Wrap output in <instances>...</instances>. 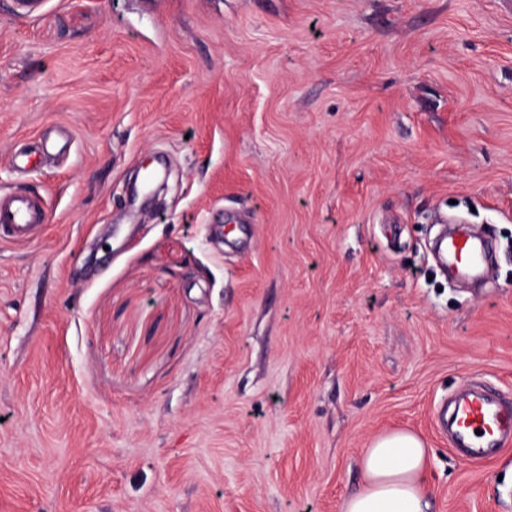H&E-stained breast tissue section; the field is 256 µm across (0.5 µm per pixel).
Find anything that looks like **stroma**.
Wrapping results in <instances>:
<instances>
[{
    "instance_id": "obj_1",
    "label": "stroma",
    "mask_w": 512,
    "mask_h": 512,
    "mask_svg": "<svg viewBox=\"0 0 512 512\" xmlns=\"http://www.w3.org/2000/svg\"><path fill=\"white\" fill-rule=\"evenodd\" d=\"M0 192L50 214L0 244V512H341L394 428L431 512H512L438 418L512 402V0H0ZM448 257L461 266H476L484 261L485 248L470 238L455 237L448 242Z\"/></svg>"
}]
</instances>
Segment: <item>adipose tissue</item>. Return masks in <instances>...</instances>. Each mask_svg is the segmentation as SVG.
Segmentation results:
<instances>
[{
	"mask_svg": "<svg viewBox=\"0 0 512 512\" xmlns=\"http://www.w3.org/2000/svg\"><path fill=\"white\" fill-rule=\"evenodd\" d=\"M430 454L415 432L378 435L361 456L364 483L344 500L342 512H428L424 483Z\"/></svg>",
	"mask_w": 512,
	"mask_h": 512,
	"instance_id": "adipose-tissue-1",
	"label": "adipose tissue"
}]
</instances>
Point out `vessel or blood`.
Returning a JSON list of instances; mask_svg holds the SVG:
<instances>
[{
    "instance_id": "obj_1",
    "label": "vessel or blood",
    "mask_w": 512,
    "mask_h": 512,
    "mask_svg": "<svg viewBox=\"0 0 512 512\" xmlns=\"http://www.w3.org/2000/svg\"><path fill=\"white\" fill-rule=\"evenodd\" d=\"M48 213L41 200L28 193L0 194V241H32L40 226L47 224ZM448 257L462 266H475L485 258L483 245L464 237L448 243ZM451 425L456 442L467 457L481 459L494 454L512 438V407L476 391L458 402Z\"/></svg>"
}]
</instances>
